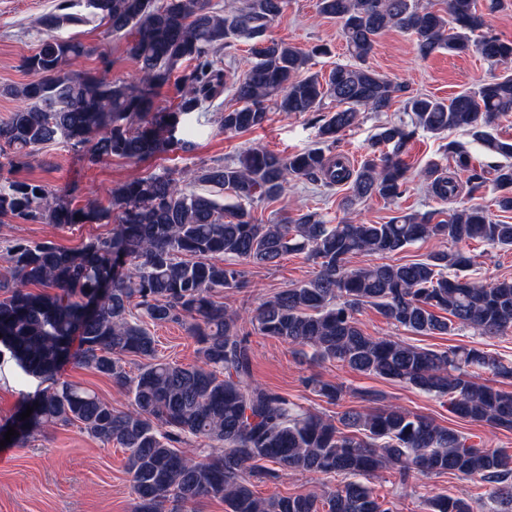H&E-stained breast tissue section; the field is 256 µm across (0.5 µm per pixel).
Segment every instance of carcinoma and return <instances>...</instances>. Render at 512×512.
Returning a JSON list of instances; mask_svg holds the SVG:
<instances>
[{
	"label": "carcinoma",
	"instance_id": "carcinoma-1",
	"mask_svg": "<svg viewBox=\"0 0 512 512\" xmlns=\"http://www.w3.org/2000/svg\"><path fill=\"white\" fill-rule=\"evenodd\" d=\"M288 0H239L222 14L211 0H58L39 20L42 38L22 61L31 79L1 93L21 102L0 119V171L27 167L48 144L91 145L97 163L187 151L216 106L227 134L264 125L273 110L315 115L323 148L280 155L260 148L232 163L152 175L126 182L107 203L77 207L42 183H0V223L21 220L58 225L118 227L76 249L15 240L5 248L0 278V348L29 376L45 383L11 419L13 441L26 442L47 425H76L95 440L123 448L134 512H181L205 498L229 512H394L359 481L392 469L409 476L461 474L489 486L497 511L512 512V454L469 442L462 433L398 407L353 408L337 419L310 413L263 386L252 374L251 349L241 315L224 308L219 294L245 286L244 265L273 266L289 253L316 265L307 280L259 304L251 322L264 335L309 346L320 360L448 397L451 413L469 422L512 429V389L480 381V373L512 380V363L478 348H419L364 334L357 314L365 306L390 324L418 335H448L468 328L478 336L512 331V279L471 280L473 259L436 251L405 264L353 268L354 254L388 255L438 238L512 248V224L493 220L478 204L445 218L405 213L386 224H332L316 211L261 224L253 205L279 198L296 182L332 188L350 185L355 202L402 195L409 168L403 154L416 130L434 135L471 134L505 162L494 169L495 205L512 213V142L492 134L512 113V71L446 100L408 97L411 124H384L376 152L358 168L333 159L337 135L361 110L386 112L403 87L367 64L376 38L395 28L410 34L419 55L476 50L500 65L512 64V42L484 31L476 0H317L320 15L340 25L352 62L306 73L311 52L264 39ZM94 20L109 36L129 38L138 66L132 80L110 81L71 61L106 53L63 32ZM252 43V61L239 78L228 76L221 54L235 41ZM176 105L163 106L162 89ZM238 106L224 107V90ZM455 167L432 162L419 170L433 197L446 201L463 180L470 195L486 183L468 152L448 145ZM40 288L33 292L30 287ZM182 325L196 338L199 363L162 359L149 326ZM139 358L135 372L125 358ZM72 363L112 380L130 398L121 411L61 378ZM33 408L29 418L20 414ZM194 437L209 443L201 457L181 448ZM277 465L269 469L264 463ZM290 472L345 476L321 500L314 493L256 497L251 478ZM429 512H478L468 498L435 494Z\"/></svg>",
	"mask_w": 512,
	"mask_h": 512
}]
</instances>
